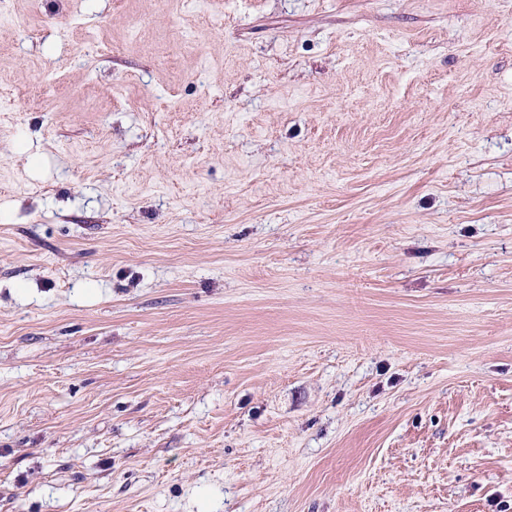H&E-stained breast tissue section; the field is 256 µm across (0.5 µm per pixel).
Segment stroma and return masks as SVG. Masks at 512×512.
I'll list each match as a JSON object with an SVG mask.
<instances>
[{"label": "stroma", "instance_id": "obj_1", "mask_svg": "<svg viewBox=\"0 0 512 512\" xmlns=\"http://www.w3.org/2000/svg\"><path fill=\"white\" fill-rule=\"evenodd\" d=\"M0 512H512V0H0Z\"/></svg>", "mask_w": 512, "mask_h": 512}]
</instances>
